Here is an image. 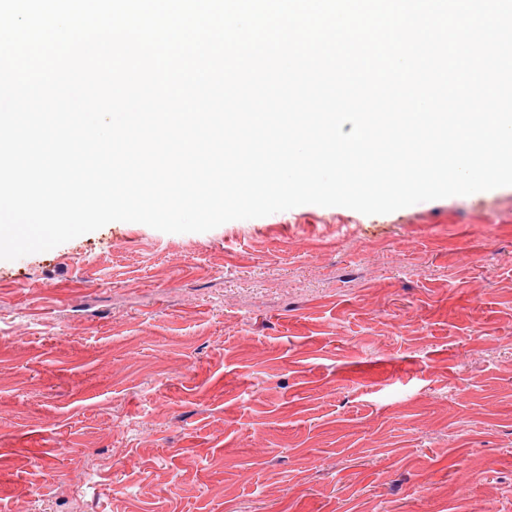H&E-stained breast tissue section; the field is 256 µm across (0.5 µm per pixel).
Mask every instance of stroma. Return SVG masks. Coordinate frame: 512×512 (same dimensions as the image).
I'll return each instance as SVG.
<instances>
[{
    "label": "stroma",
    "instance_id": "obj_1",
    "mask_svg": "<svg viewBox=\"0 0 512 512\" xmlns=\"http://www.w3.org/2000/svg\"><path fill=\"white\" fill-rule=\"evenodd\" d=\"M512 512V186L0 260V512Z\"/></svg>",
    "mask_w": 512,
    "mask_h": 512
}]
</instances>
